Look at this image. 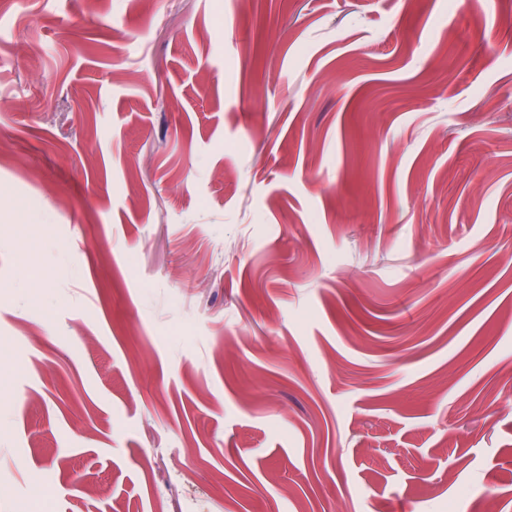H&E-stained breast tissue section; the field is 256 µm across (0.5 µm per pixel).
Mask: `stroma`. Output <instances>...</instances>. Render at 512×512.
I'll return each instance as SVG.
<instances>
[{
	"mask_svg": "<svg viewBox=\"0 0 512 512\" xmlns=\"http://www.w3.org/2000/svg\"><path fill=\"white\" fill-rule=\"evenodd\" d=\"M490 497L512 0H0V512Z\"/></svg>",
	"mask_w": 512,
	"mask_h": 512,
	"instance_id": "obj_1",
	"label": "stroma"
}]
</instances>
